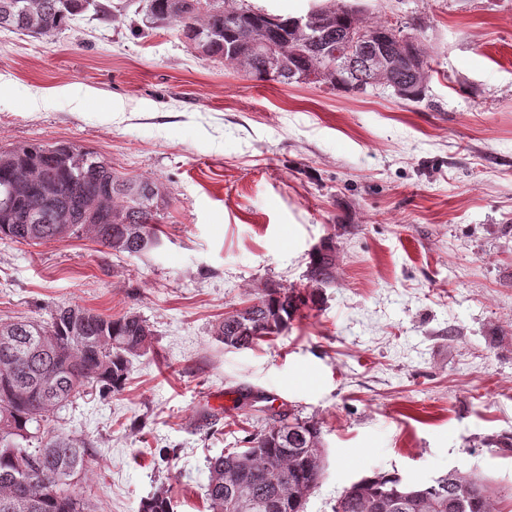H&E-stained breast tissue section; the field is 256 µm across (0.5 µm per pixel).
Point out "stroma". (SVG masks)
I'll list each match as a JSON object with an SVG mask.
<instances>
[{"instance_id": "stroma-1", "label": "stroma", "mask_w": 512, "mask_h": 512, "mask_svg": "<svg viewBox=\"0 0 512 512\" xmlns=\"http://www.w3.org/2000/svg\"><path fill=\"white\" fill-rule=\"evenodd\" d=\"M49 37L0 29V148L73 143L169 205L161 246L129 257L81 233L0 239V322L72 303L154 331L121 391L88 390L62 430L89 444L76 489L95 512H209L207 460L291 411L317 421L324 468L305 512L376 472L490 478L512 512V0H360L367 26L415 28L423 100L261 83L201 57L176 26L141 32L111 0ZM51 106H43L44 98ZM334 280L288 330L225 348L212 330L267 287ZM332 261L329 255L315 254L312 256L308 266V280L311 287L321 288L333 282L331 271Z\"/></svg>"}]
</instances>
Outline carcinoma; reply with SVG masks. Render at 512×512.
Segmentation results:
<instances>
[{
    "label": "carcinoma",
    "mask_w": 512,
    "mask_h": 512,
    "mask_svg": "<svg viewBox=\"0 0 512 512\" xmlns=\"http://www.w3.org/2000/svg\"><path fill=\"white\" fill-rule=\"evenodd\" d=\"M200 0H151L146 23L160 27L176 23L184 42L199 55L224 61L257 82L267 81L271 60L279 62V83L326 85L353 94L377 90L360 85L361 71L336 68V52L347 49L350 35L363 29L348 0L319 8L318 37H299L295 17L267 14L261 9L229 10L213 0L206 10ZM106 12L97 0H0V28L30 36H51L70 26L89 7ZM372 38L358 48L365 56L392 44L404 30L393 24L371 28ZM262 42L255 43V36ZM412 56L422 58L423 71L394 65L390 80L402 87L401 98L418 102L429 76V54L410 37ZM29 186L28 195L8 208L0 206V238L21 244H43L66 237L56 221L67 213L71 234L84 224L97 227V241L129 256L150 252L145 241L159 246L157 224L167 202L160 187L149 180L119 176L97 152L71 143L25 145L0 149V199L14 183ZM55 186L48 200L40 186ZM329 256L315 254L308 280L315 288L333 282ZM314 294L294 289L267 288L254 302L224 314L214 330L225 347L244 350L288 329ZM51 334H39L38 323L0 324L11 331V345H0V512H94L77 494L74 480L85 467L87 443L55 427L60 413L89 386L119 391L130 372L131 359L153 342L146 319L136 314L112 318L79 305L61 304L50 314ZM323 447L318 423L286 413L276 425L246 440L243 448H227L208 460L206 496L211 512H231V489L224 473L233 470L256 504L253 512H304L305 502L282 498L283 486L317 487L321 464L310 448ZM469 483L458 497L451 482L409 484L401 475L375 472L364 476L338 498L334 512H499L500 490L483 476L461 473ZM140 512H172L161 491L144 500Z\"/></svg>",
    "instance_id": "cac0c4a2"
}]
</instances>
